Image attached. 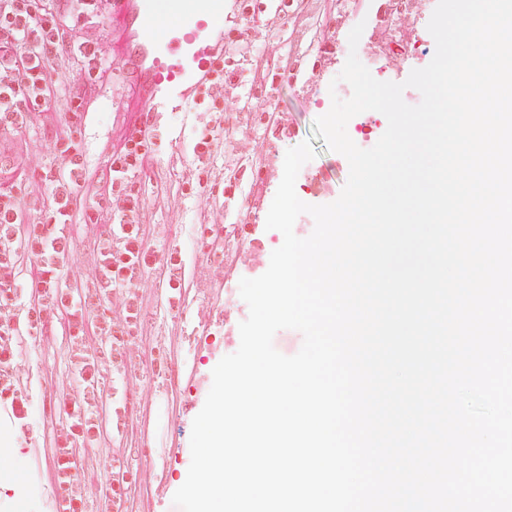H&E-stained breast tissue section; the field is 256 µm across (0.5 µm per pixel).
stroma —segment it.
Returning <instances> with one entry per match:
<instances>
[{
  "label": "stroma",
  "instance_id": "stroma-1",
  "mask_svg": "<svg viewBox=\"0 0 512 512\" xmlns=\"http://www.w3.org/2000/svg\"><path fill=\"white\" fill-rule=\"evenodd\" d=\"M436 3L412 0L397 15L390 0H288V12L281 15L264 0L251 20L269 36L264 74L253 82H239L227 105L224 147L210 159L215 181L187 185L200 116L168 113L167 127L137 177L148 205L146 236L154 265L144 276L136 384L100 410L108 425V447L118 450L126 469L137 477L123 505L125 512H177L172 499L191 462L192 422L212 385L213 368L238 349V325L249 313L233 302L229 284L244 263L262 275L275 243L283 239L281 232L265 229L259 249L248 251L242 263L220 253L203 254L197 247L200 200L209 199L223 211L218 234L264 226L283 177L286 151L308 140L315 156L305 165V178L297 180L296 193L308 204L335 201L347 182L349 163L314 137L313 125L347 59L351 29L359 23L365 26L357 46L360 54L371 49L378 53L368 66L372 76L401 83L434 56L427 24ZM99 98L75 132L85 166L97 178L106 173L107 159L125 129L137 120L127 110L128 93L106 84ZM263 100L271 102L276 122L255 112L256 102ZM224 180L235 185V193L223 192ZM173 252L182 255L185 266L178 290L169 288L164 273L165 259ZM207 264L219 267L217 277L203 275ZM67 344L62 334L49 341L21 338V376L31 407L23 426L0 411V439L13 443L9 466L22 476L18 483L0 484V512H14L15 503L29 490L34 493L29 512L56 508L49 443L65 425L56 401L71 375Z\"/></svg>",
  "mask_w": 512,
  "mask_h": 512
}]
</instances>
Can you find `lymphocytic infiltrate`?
<instances>
[{
    "instance_id": "lymphocytic-infiltrate-1",
    "label": "lymphocytic infiltrate",
    "mask_w": 512,
    "mask_h": 512,
    "mask_svg": "<svg viewBox=\"0 0 512 512\" xmlns=\"http://www.w3.org/2000/svg\"><path fill=\"white\" fill-rule=\"evenodd\" d=\"M252 0H240V26L224 33V63L203 93L206 119L193 144L190 183L207 175V157L219 145L218 125L232 94L236 59L258 60L266 36L247 18ZM110 0H0V157L21 154L22 169L0 167V404L26 419L30 400L20 384L21 326L43 335V311L64 315L72 380L62 397L65 427L51 441L58 512H86L98 487L86 480L79 443L104 437L97 405L105 394L107 364L133 360L150 268L145 241L147 203L133 179L152 151L150 129L134 128L109 157V181L91 191L72 130L32 136L43 112L80 117L103 79L113 78L104 36ZM91 225L96 246L74 266L72 242L61 227L73 216ZM35 259L26 319L18 317L21 256ZM70 270L75 286L62 285Z\"/></svg>"
}]
</instances>
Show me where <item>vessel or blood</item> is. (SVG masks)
Returning <instances> with one entry per match:
<instances>
[{
	"instance_id": "vessel-or-blood-1",
	"label": "vessel or blood",
	"mask_w": 512,
	"mask_h": 512,
	"mask_svg": "<svg viewBox=\"0 0 512 512\" xmlns=\"http://www.w3.org/2000/svg\"><path fill=\"white\" fill-rule=\"evenodd\" d=\"M224 0H112L120 56L135 77L141 111L161 120L190 111L215 77L229 25Z\"/></svg>"
}]
</instances>
